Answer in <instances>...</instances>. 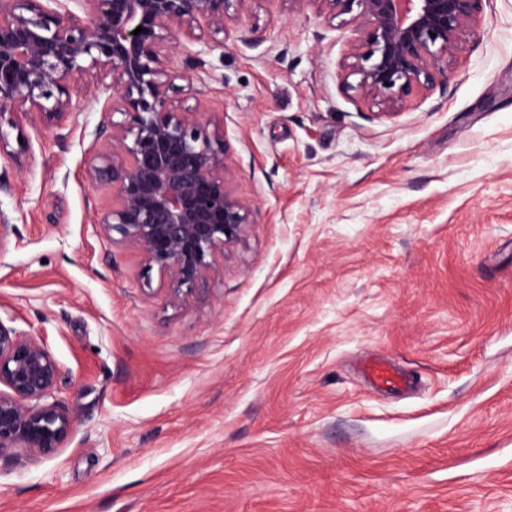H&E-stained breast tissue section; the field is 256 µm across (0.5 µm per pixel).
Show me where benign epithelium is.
Returning <instances> with one entry per match:
<instances>
[{
  "instance_id": "7a95c632",
  "label": "benign epithelium",
  "mask_w": 512,
  "mask_h": 512,
  "mask_svg": "<svg viewBox=\"0 0 512 512\" xmlns=\"http://www.w3.org/2000/svg\"><path fill=\"white\" fill-rule=\"evenodd\" d=\"M244 2L0 0V157L27 150L20 118L65 129L82 112L76 88L112 91L119 107L111 112L122 120L96 131L100 147L87 169L92 184H112V208L98 227L167 278L171 306L205 285L217 249L245 237L252 203L228 186L224 141L198 112L173 103L166 56L182 36L225 32ZM308 2L351 15L345 87L392 118L411 96L448 84L484 0ZM6 126L17 131L15 149ZM60 373L40 339L0 322V454L49 456L66 443L72 417L49 401Z\"/></svg>"
}]
</instances>
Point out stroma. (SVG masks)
<instances>
[{"label": "stroma", "instance_id": "35a3bbf8", "mask_svg": "<svg viewBox=\"0 0 512 512\" xmlns=\"http://www.w3.org/2000/svg\"><path fill=\"white\" fill-rule=\"evenodd\" d=\"M349 36L246 0L168 55L253 203L181 307L96 229L99 90L0 158V322L46 344L73 419L51 456L0 455V512H512V0L390 119L342 85ZM378 358L413 386L374 389Z\"/></svg>", "mask_w": 512, "mask_h": 512}]
</instances>
